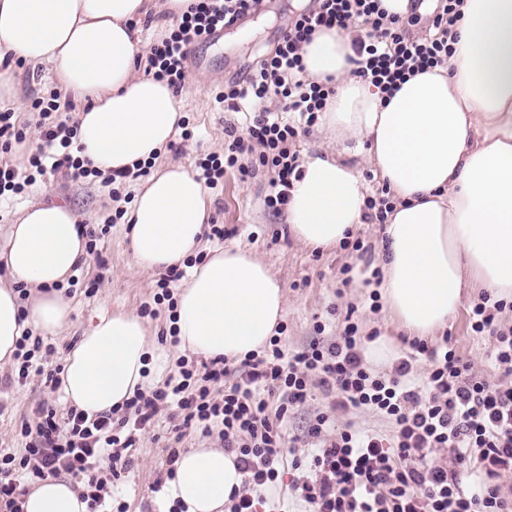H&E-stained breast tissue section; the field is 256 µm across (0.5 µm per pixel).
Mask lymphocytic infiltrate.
I'll use <instances>...</instances> for the list:
<instances>
[{
    "label": "lymphocytic infiltrate",
    "mask_w": 512,
    "mask_h": 512,
    "mask_svg": "<svg viewBox=\"0 0 512 512\" xmlns=\"http://www.w3.org/2000/svg\"><path fill=\"white\" fill-rule=\"evenodd\" d=\"M261 0H193L177 27L154 42L149 74L181 93L192 44L208 39L217 26L255 14ZM460 0H440L432 18V36H410L412 20L388 13L381 0H316L297 14L274 50L258 60L242 80L225 82L217 96L229 112H247L244 133L224 132L223 154L200 162L206 187H216L226 170L249 177L259 169L270 173L268 208L281 211L294 179L299 155L292 149L295 125L279 120L265 107L278 99L283 111L298 115V124L315 126L335 87L303 80L301 48L322 29L345 31L363 23V34L351 42L349 58L355 77L381 92L396 90L408 75L447 64L452 57L451 29ZM59 92L34 98L31 112L42 139L31 154V175L18 178L12 166L0 163V196L23 193L37 177L65 171L72 179L95 173L76 155L77 125L62 116ZM512 311V302L481 292L469 308L474 332L491 339L490 359L499 373L491 382L472 374L468 361L448 345L434 346L415 338L392 372L370 367L356 323L341 335L312 341L308 348L286 355L279 339L263 354H249L229 367L218 357L195 363L181 359L179 374L150 392L135 391L121 417L87 415L70 409L58 416L41 407L34 423H22L31 442L22 455L0 454V507L20 512L27 478L45 480L66 474L82 485V496L95 512H109L103 490L130 464L124 449L149 433L161 411L182 428L202 436H218L225 452L236 454L243 488L231 496L230 512H258L259 489L275 483L285 467H308L310 475L292 483L312 512H512V328L497 319ZM425 357L429 368L415 377L413 362ZM328 395L326 410L317 412L300 437H285L282 423L305 404L312 386ZM370 411L392 426L391 437L336 426L338 415ZM314 445L310 463L288 458V448ZM455 462H438L441 452ZM475 478L464 488L462 477Z\"/></svg>",
    "instance_id": "1"
}]
</instances>
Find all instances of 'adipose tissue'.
Returning a JSON list of instances; mask_svg holds the SVG:
<instances>
[{"instance_id":"obj_1","label":"adipose tissue","mask_w":512,"mask_h":512,"mask_svg":"<svg viewBox=\"0 0 512 512\" xmlns=\"http://www.w3.org/2000/svg\"><path fill=\"white\" fill-rule=\"evenodd\" d=\"M187 0H0V108L15 102L12 65L53 64L61 83L89 104L77 114L81 156L108 174L151 161L172 140L182 105L162 81L140 74L135 21L164 25ZM447 66L409 77L393 95L349 74L352 33H316L303 48L304 75L333 79L322 128L337 150L305 157L286 206L291 234L312 248L346 240L363 223L367 186L348 161L349 143L393 193L381 258L384 301L418 336L441 329L474 284L512 293V0H461ZM208 191L181 164L154 171L127 214L132 256L167 271L200 245ZM86 255L78 216L65 203L26 205L0 248V363L25 331L55 335L70 322L60 287ZM32 291L22 302L18 286ZM286 305L269 267L240 247L209 250L178 288L184 348L236 361L268 346ZM142 320L97 314L67 354L65 399L87 414L109 412L144 381ZM236 456L218 448L181 452L165 498L183 512H224L242 486ZM21 512H88L68 479L33 485Z\"/></svg>"}]
</instances>
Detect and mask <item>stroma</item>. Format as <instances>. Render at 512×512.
<instances>
[{
	"label": "stroma",
	"mask_w": 512,
	"mask_h": 512,
	"mask_svg": "<svg viewBox=\"0 0 512 512\" xmlns=\"http://www.w3.org/2000/svg\"><path fill=\"white\" fill-rule=\"evenodd\" d=\"M309 0H263L257 14L248 16L231 28L230 45L213 42L197 44L196 63L188 69L185 87L180 94L183 112L196 136L182 141L173 138L158 158L159 163L197 166L208 154H223L224 128L227 124L244 125L243 114L225 111L216 100L225 80L248 71L255 60L269 52L280 39L294 13L308 7ZM15 74L20 109L15 112L17 124L31 123L29 99L45 96L58 88L53 66L30 69L16 62ZM269 176L257 171L248 180L230 171L223 184L211 189V220L225 230L223 240L204 238L197 252L205 258L218 243L237 244L251 250L276 274L287 296V306L280 322L281 346L292 353L316 339V324H323L329 336L340 334L347 312H354L359 335H374L368 345L370 361L380 371L390 370L401 341L407 333L385 304H374L372 281L380 271V245L383 227L375 222L359 225L355 236L368 246L364 256L342 246L311 248L293 238L284 216L273 215L265 204L269 192ZM140 180L126 182L112 189L102 178L90 177L74 181L63 173L37 178L27 191L16 197L0 199V237L15 223L22 207L40 198L42 189H50L80 214L87 228L96 230V248L87 254L76 269L78 282L66 299L71 306V321L58 336H43L37 360L47 368L64 365L65 358L78 338L90 326L101 310L140 313L143 306L155 305L159 273L137 266L132 258L128 226L124 213L130 210ZM96 286L94 295H87L88 286ZM479 295L478 289L463 292L461 303L442 332L431 337L434 345L450 342L464 356L478 377L493 379L497 372L487 358L489 342L474 333L469 324L468 310ZM158 314L144 317L147 340L151 351L150 370L146 386L153 387L177 370L183 357L181 347L161 340L171 321L166 305H157ZM12 364H0V453L21 454L26 440L20 434L22 420L33 419L38 408L52 404L58 414H66L71 404L61 389L51 388L42 378L30 377L26 385H4L11 375ZM179 438L181 448H215V438H203L194 430L175 435L167 417H160L154 434L142 435L135 447L127 450L130 468L119 480L109 484L106 492L115 502L124 503L127 512H172L173 506L161 497L160 481L166 476L167 465L162 442Z\"/></svg>",
	"instance_id": "obj_1"
}]
</instances>
